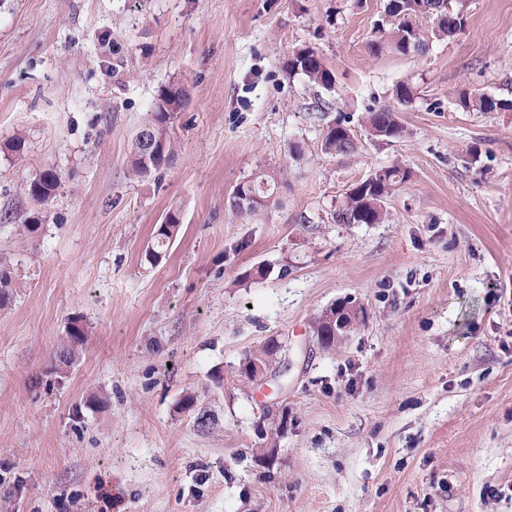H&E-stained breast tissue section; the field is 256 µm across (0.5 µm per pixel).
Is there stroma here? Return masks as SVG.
Here are the masks:
<instances>
[{
	"instance_id": "1",
	"label": "stroma",
	"mask_w": 512,
	"mask_h": 512,
	"mask_svg": "<svg viewBox=\"0 0 512 512\" xmlns=\"http://www.w3.org/2000/svg\"><path fill=\"white\" fill-rule=\"evenodd\" d=\"M386 3L0 0V512H512V111L457 104L512 99V0H469L412 58L370 50ZM305 46L332 89L286 70ZM171 83L173 154L135 174ZM385 106L405 132L371 140L361 117ZM341 118L359 148L334 156ZM391 164L411 178L384 223H336ZM48 168L30 233L25 187ZM263 170L283 173L275 203L237 216L233 189ZM173 208L181 231L148 261ZM346 301L363 322L321 344L316 319ZM272 339L287 374L239 382ZM282 409L283 431L264 417ZM459 105L466 111L498 112L512 110V101L488 97L485 94H462Z\"/></svg>"
}]
</instances>
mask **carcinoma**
Masks as SVG:
<instances>
[{
	"mask_svg": "<svg viewBox=\"0 0 512 512\" xmlns=\"http://www.w3.org/2000/svg\"><path fill=\"white\" fill-rule=\"evenodd\" d=\"M466 10L467 4L457 0H390L388 13L391 19L379 25L381 37L371 43V51L381 53L388 50L403 56H422L433 41L452 37L462 29ZM287 66L289 72L305 76L314 85L330 89L335 82V76L322 56L312 47L293 51ZM459 105L466 111L512 110V101L484 94L465 93L459 97ZM171 119L172 115L160 111L159 106L155 105L145 124V127L153 129L165 141V151L155 161L157 167L164 161L165 152L170 150ZM364 127L370 138L379 141L399 138L403 133L396 111L389 106L368 112ZM322 145L324 152L331 155H346L357 149L350 127L341 120L327 126ZM410 178V171L398 164L373 170L366 179L347 190L341 206L336 210V223H383L387 214V202ZM279 180V173L267 171L238 184L230 197L231 209L239 215L253 214V211H244L240 207L239 194L242 192L261 199L266 206L274 202ZM58 187L59 177L55 171L49 169L31 181L26 190L28 196L37 203L42 201V193L48 190L54 194ZM179 214L180 211L175 209L166 213L167 220L156 227L152 251L146 252V257L159 255L160 250L178 235L181 229Z\"/></svg>",
	"mask_w": 512,
	"mask_h": 512,
	"instance_id": "carcinoma-1",
	"label": "carcinoma"
}]
</instances>
